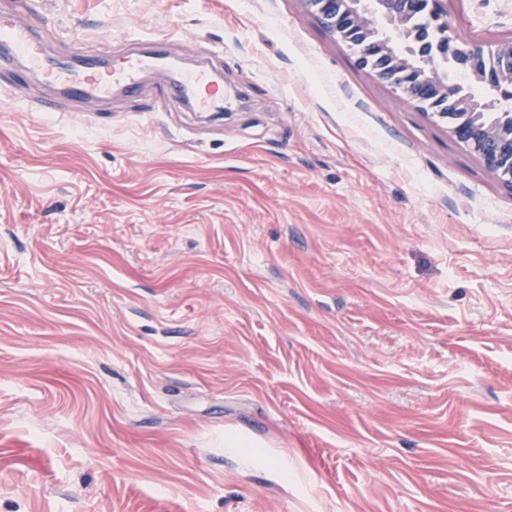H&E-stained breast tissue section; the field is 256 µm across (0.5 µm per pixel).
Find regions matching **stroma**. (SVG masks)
<instances>
[{
    "instance_id": "35a3bbf8",
    "label": "stroma",
    "mask_w": 512,
    "mask_h": 512,
    "mask_svg": "<svg viewBox=\"0 0 512 512\" xmlns=\"http://www.w3.org/2000/svg\"><path fill=\"white\" fill-rule=\"evenodd\" d=\"M42 9L47 54L137 25L234 100L0 64V512H512V186L305 0Z\"/></svg>"
}]
</instances>
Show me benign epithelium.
Segmentation results:
<instances>
[{"label": "benign epithelium", "instance_id": "7a95c632", "mask_svg": "<svg viewBox=\"0 0 512 512\" xmlns=\"http://www.w3.org/2000/svg\"><path fill=\"white\" fill-rule=\"evenodd\" d=\"M309 10L337 37L369 39L365 47L356 48L358 65L384 80L390 74L402 76L394 83L405 98L419 108H429L446 118L441 111L447 104L449 89L445 72L422 73L418 65L423 60L438 58L473 75L482 84L503 91V100H512V79L500 70L480 66L482 55H512V41L498 44L493 49L471 42L463 45L448 34V12L445 0H305ZM421 12L427 29H416L412 19ZM467 112L451 122L450 133L470 147L485 168L512 183V125H503L497 132L483 126L477 110L482 105L476 100L462 102Z\"/></svg>", "mask_w": 512, "mask_h": 512}]
</instances>
